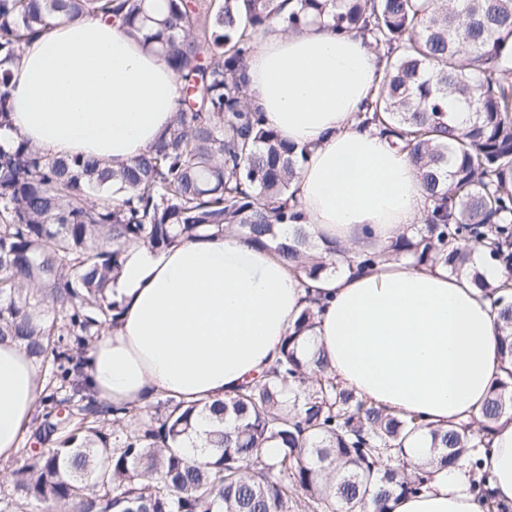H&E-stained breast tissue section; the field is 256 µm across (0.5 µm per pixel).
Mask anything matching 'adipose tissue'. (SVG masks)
Wrapping results in <instances>:
<instances>
[{
    "label": "adipose tissue",
    "mask_w": 512,
    "mask_h": 512,
    "mask_svg": "<svg viewBox=\"0 0 512 512\" xmlns=\"http://www.w3.org/2000/svg\"><path fill=\"white\" fill-rule=\"evenodd\" d=\"M383 67L362 37L313 24H272L248 59L247 83L266 126L303 151L295 182L310 238L325 247L383 248L420 223L425 198L410 160L353 115ZM14 136L52 157L122 163L173 123L172 70L118 24L84 16L24 48L11 77ZM122 313L93 341L81 388L114 406L175 397L213 403L262 375L305 308L337 381L427 428L472 421L500 374L489 300L446 268L387 261L307 281L244 233L130 247L112 288ZM43 389L36 358L0 344V458L13 456ZM494 494L512 501V420L483 455ZM467 459L434 473L391 512H480Z\"/></svg>",
    "instance_id": "adipose-tissue-1"
}]
</instances>
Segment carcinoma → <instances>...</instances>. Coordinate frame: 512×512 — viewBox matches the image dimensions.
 I'll use <instances>...</instances> for the list:
<instances>
[{
	"mask_svg": "<svg viewBox=\"0 0 512 512\" xmlns=\"http://www.w3.org/2000/svg\"><path fill=\"white\" fill-rule=\"evenodd\" d=\"M287 29L332 20L385 58L380 79L353 115L402 143L426 200L424 228L379 252H359L370 269L383 258L443 265L467 275L497 313L502 376L475 423L429 432L434 463L490 447L512 419V279L494 284L472 263V248L512 271V0H296ZM281 0H0V130L9 125L11 66L54 24L92 15L118 23L172 69L183 96L174 126L128 163L54 158L17 140L0 142V344L52 358L55 379L72 381L89 337L120 315L109 288L126 248L162 250L204 231L237 227L272 245L314 280L327 264L310 252L292 183L304 154L264 126L250 101L246 64ZM469 112L448 124V100ZM110 188L117 202L92 197ZM64 313L58 324L49 310ZM305 309L282 357L219 403L159 398L146 422L132 408L79 396L76 422L44 421L37 434L69 428L55 446L13 472L24 497L63 512H388L393 498L424 492L431 472L414 465L408 443L421 431L341 386L327 357L298 348L313 331ZM313 365L315 372H307ZM215 415L206 452L185 447L195 419ZM236 423L233 432L223 422ZM274 446L267 459L262 449ZM485 512H504L490 474L470 459Z\"/></svg>",
	"mask_w": 512,
	"mask_h": 512,
	"instance_id": "1",
	"label": "carcinoma"
}]
</instances>
